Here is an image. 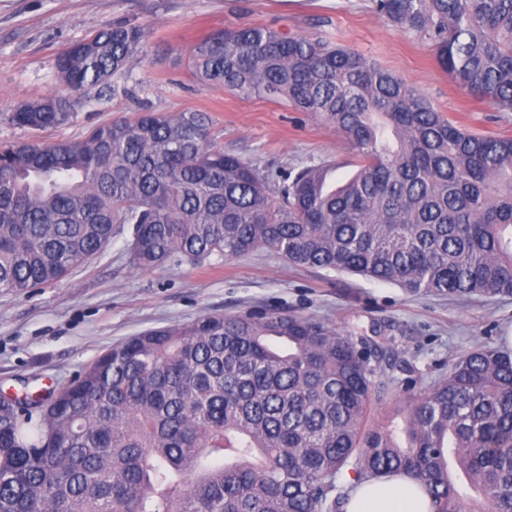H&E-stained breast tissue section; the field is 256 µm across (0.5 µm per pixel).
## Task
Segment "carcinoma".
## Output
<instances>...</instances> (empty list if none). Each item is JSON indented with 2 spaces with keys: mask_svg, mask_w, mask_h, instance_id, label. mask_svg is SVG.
Masks as SVG:
<instances>
[{
  "mask_svg": "<svg viewBox=\"0 0 512 512\" xmlns=\"http://www.w3.org/2000/svg\"><path fill=\"white\" fill-rule=\"evenodd\" d=\"M426 38L473 97L512 112V0H372ZM116 25L56 59L72 90L142 52ZM203 82L286 101L336 129L358 170L300 169L278 193L224 152L209 113L145 110L82 138L0 144V293L64 278L135 225L133 263L267 250L411 293L512 296V138L455 125L401 78L317 33L242 24L190 50ZM70 102L21 105L47 128ZM357 337L275 309L204 315L106 350L46 397L0 395V512H339L354 485L407 473L434 512H512V350L476 346L429 390L404 388L407 443L366 428L391 362Z\"/></svg>",
  "mask_w": 512,
  "mask_h": 512,
  "instance_id": "cac0c4a2",
  "label": "carcinoma"
}]
</instances>
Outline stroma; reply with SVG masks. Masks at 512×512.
Instances as JSON below:
<instances>
[{"instance_id":"35a3bbf8","label":"stroma","mask_w":512,"mask_h":512,"mask_svg":"<svg viewBox=\"0 0 512 512\" xmlns=\"http://www.w3.org/2000/svg\"><path fill=\"white\" fill-rule=\"evenodd\" d=\"M122 21L144 31L138 63L110 79L106 97L93 89L66 92L57 54ZM241 24L325 31L402 78L468 132L512 136V112L496 111L452 83L429 42L378 16L372 0H0V143L74 140L146 108L203 110L225 151L265 170L272 186L313 165L331 166L332 183L342 184L354 174L356 157L335 129L285 102L240 97L193 77L190 47L213 30ZM64 92L74 104L67 123L32 130L10 122L22 104ZM132 236V225H114L109 244L63 280L0 293V393L68 382L113 344L149 329L278 308L341 332L374 325L394 339L399 366L384 374L389 389L373 401L368 425L400 427L406 385L427 390L447 375L449 361L478 345H500L512 333V297L414 295L357 274L292 265L263 250L144 269L132 262Z\"/></svg>"}]
</instances>
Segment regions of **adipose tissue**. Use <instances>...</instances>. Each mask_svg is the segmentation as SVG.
<instances>
[{
	"mask_svg": "<svg viewBox=\"0 0 512 512\" xmlns=\"http://www.w3.org/2000/svg\"><path fill=\"white\" fill-rule=\"evenodd\" d=\"M345 512H433L432 501L411 477H381L356 485Z\"/></svg>",
	"mask_w": 512,
	"mask_h": 512,
	"instance_id": "1",
	"label": "adipose tissue"
}]
</instances>
